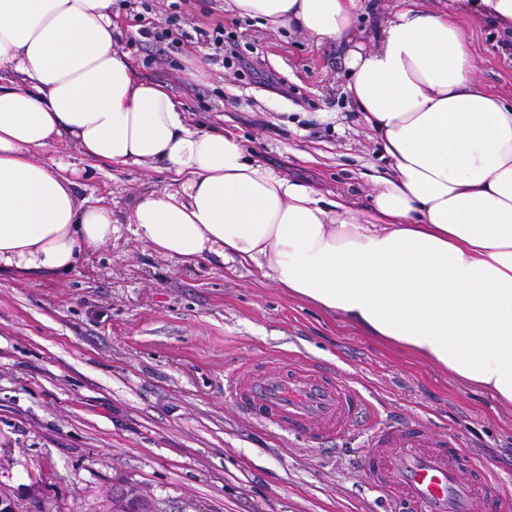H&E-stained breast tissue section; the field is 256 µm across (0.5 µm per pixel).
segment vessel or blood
<instances>
[{
  "mask_svg": "<svg viewBox=\"0 0 512 512\" xmlns=\"http://www.w3.org/2000/svg\"><path fill=\"white\" fill-rule=\"evenodd\" d=\"M229 396L263 425L323 443L361 422V393L326 369L283 365L244 378L231 375ZM366 479L381 488L394 512H505L485 467L457 436L429 433L418 421L375 424L362 457Z\"/></svg>",
  "mask_w": 512,
  "mask_h": 512,
  "instance_id": "b4317fda",
  "label": "vessel or blood"
}]
</instances>
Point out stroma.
Instances as JSON below:
<instances>
[{
  "mask_svg": "<svg viewBox=\"0 0 512 512\" xmlns=\"http://www.w3.org/2000/svg\"><path fill=\"white\" fill-rule=\"evenodd\" d=\"M137 0H112L116 46L190 120L229 129L248 156L329 199L367 205L389 163L344 88L343 45L181 0L185 39L143 42ZM223 25L272 84L236 79L202 34ZM476 76L512 99V38L465 18ZM291 87L292 97L281 87ZM78 197L126 223L136 197L170 183L160 164L83 162ZM322 365L367 400L370 419L457 434L512 498V405L364 336L253 266L184 264L130 233L69 274L0 275V492L18 512H116L135 490L154 512H387L365 479L368 426L329 446L250 420L226 391L238 367Z\"/></svg>",
  "mask_w": 512,
  "mask_h": 512,
  "instance_id": "1",
  "label": "stroma"
}]
</instances>
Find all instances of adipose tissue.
I'll list each match as a JSON object with an SVG mask.
<instances>
[{"label": "adipose tissue", "mask_w": 512, "mask_h": 512, "mask_svg": "<svg viewBox=\"0 0 512 512\" xmlns=\"http://www.w3.org/2000/svg\"><path fill=\"white\" fill-rule=\"evenodd\" d=\"M360 0H224L315 41L346 43L347 93L391 166L368 208L247 158L193 125L115 45L112 0H0V273L62 275L129 229L158 254L264 270L367 335L512 405V101L475 75L459 18L512 32V0H399L369 37ZM112 166L162 163L168 187L127 224L75 192L80 169L37 160L60 139Z\"/></svg>", "instance_id": "adipose-tissue-1"}]
</instances>
